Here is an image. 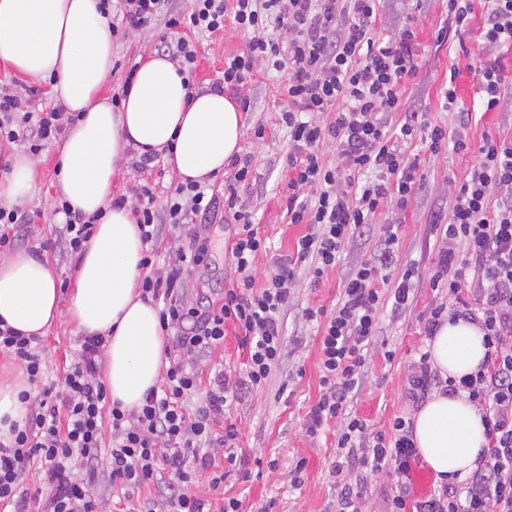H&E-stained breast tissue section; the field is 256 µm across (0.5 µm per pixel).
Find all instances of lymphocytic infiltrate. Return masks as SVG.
Here are the masks:
<instances>
[{
    "mask_svg": "<svg viewBox=\"0 0 512 512\" xmlns=\"http://www.w3.org/2000/svg\"><path fill=\"white\" fill-rule=\"evenodd\" d=\"M193 2L186 14L173 13L167 0H100L99 9L116 12L124 29L161 23L212 34L232 18L251 35L245 51L224 60L223 85L238 93L259 65L287 70L288 107L281 120L295 147L288 155V210L292 223L310 230L297 239L292 255L272 260L260 284L256 263L267 242L237 193L238 185L252 178L249 161L233 160L223 194L180 184L161 209L149 186L137 187V223L145 245L138 286L158 305L161 325L172 335L164 348L161 383L140 408L121 411L111 403L102 375L104 339L87 336L66 370L64 395H54L43 382L47 366L36 338L0 323V352L23 365L30 383L42 386L36 393L19 392L20 417L11 425L10 442H0V512H29L26 480L35 468L45 487L42 512H102L94 486L103 473L120 488H156L172 512H212L209 501L193 491L194 478L208 471L212 485L223 483L224 473L214 470L220 457L233 471L246 466L238 429L226 415L245 395L264 391L284 360L285 309L300 278L319 286L380 208H408L423 175L399 141L420 139L434 154L448 143L458 151L468 148L467 112L452 129L416 115L397 130L387 122V114L402 107L406 84L416 73L417 43L409 27L386 39L371 37L380 0ZM483 4L484 57L474 72L484 106L492 111L502 101L494 56L502 47L512 48V0ZM273 26L284 30L287 40L270 36ZM325 112L334 113V120L321 122ZM76 119L59 107L31 111L21 95L0 90V143L20 142L36 155ZM327 145L336 151L332 166L322 160ZM368 171L374 180L354 185V177ZM449 191L452 206L437 220L440 244L430 276L432 288L446 289L449 301L430 309L424 333L435 336L445 318L462 319L481 327L487 352L476 374L458 380L442 379L429 353H420L409 394L417 402L437 389L466 397L482 413L488 446L468 477L438 485L427 498H412L410 485L401 483L390 512H512V140L485 138L477 163ZM219 217L236 227L230 250L234 277L223 302L205 307L185 295L189 273L208 253L193 227ZM398 241L393 229H386L384 251L347 279L335 307L304 312L319 333L322 386L306 431L313 435L339 420V473L378 474L394 466L406 474L418 455L412 424L404 417L394 418L390 432L373 433L364 420L346 413L368 348L379 337L381 310L402 313L410 300L418 269L410 263L396 271ZM230 325L247 354L244 370L203 375L202 357L223 344ZM203 386L205 400L190 406Z\"/></svg>",
    "mask_w": 512,
    "mask_h": 512,
    "instance_id": "1",
    "label": "lymphocytic infiltrate"
}]
</instances>
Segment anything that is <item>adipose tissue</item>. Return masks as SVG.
<instances>
[{"label": "adipose tissue", "mask_w": 512, "mask_h": 512, "mask_svg": "<svg viewBox=\"0 0 512 512\" xmlns=\"http://www.w3.org/2000/svg\"><path fill=\"white\" fill-rule=\"evenodd\" d=\"M98 0H0V61L31 80L55 78L64 111L79 113L58 156L59 190L72 211L97 216L80 255L69 309L87 336L105 340L104 380L112 402L140 407L161 378L164 332L158 310L136 289L144 246L130 205L112 204V181L128 154L166 157L182 182L207 181L239 150L242 114L216 90L189 93L169 58L150 54L120 103H113L110 19ZM60 289L47 262L26 252L0 257V320L44 335L59 314ZM442 377L475 374L482 331L444 321L429 342ZM413 440L440 481H458L486 448V425L464 396L436 393L414 416Z\"/></svg>", "instance_id": "1"}]
</instances>
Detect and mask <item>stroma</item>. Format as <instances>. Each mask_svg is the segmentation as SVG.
Segmentation results:
<instances>
[{"label":"stroma","instance_id":"stroma-1","mask_svg":"<svg viewBox=\"0 0 512 512\" xmlns=\"http://www.w3.org/2000/svg\"><path fill=\"white\" fill-rule=\"evenodd\" d=\"M417 32V72L404 93L405 109L393 113L392 126H401L407 113L423 112L428 119L444 127L454 126L458 113L472 115L468 130L469 148L459 152L452 148L431 154L420 141L401 143L408 156L417 158L424 180L416 190L409 208L402 214L397 228L399 263H412L419 275L413 283L411 302L399 315L390 308L380 313L381 333L378 343L368 352L360 388L347 411L365 419L374 430L389 429L394 416L412 417L418 406L407 396L411 368L421 352L428 349L421 320L436 303L445 301V292L432 289L429 277L437 262L439 246L433 221L451 206L448 188L462 181L477 161L484 137L512 138V50L501 53L504 99L501 106L486 111L479 94L478 79L472 69L481 51L480 31L484 23L481 5H474L469 30L457 33L449 29L448 0H381L373 36L396 34L406 23ZM175 40L192 38L197 48L194 73L196 88L212 89L224 75V59L244 49L249 36L233 24L212 36L192 35L188 30L162 28L132 30L114 41V70L111 87L120 90L132 66L137 65L145 50L154 49L160 35ZM284 72L267 66L258 67L249 86L248 110L243 113L241 157L251 160L253 175L239 185L238 194L252 211L268 239V253L256 264V280L264 282L271 258L288 255L296 239L308 231L307 225L291 223L287 192L288 153L291 143L288 129L281 121L286 100L281 93L286 83ZM454 85L457 101L447 109L442 91ZM26 96L33 111L56 104L54 86L49 80L30 82L0 62V89ZM262 137H255V129ZM61 145L53 140L39 156L32 189L23 204L36 211L23 251L45 259L60 283V313L40 339L47 360V379L56 389H63L65 368L76 357L82 337L69 315L74 288L77 256L63 252L59 244L60 220L56 206L59 199L56 159ZM180 178L167 161H159L150 170L125 166L113 180L114 195H122L139 183H146L154 193L155 207H164ZM391 211L382 209L361 237L355 239L340 257L336 268L318 287L300 280L288 302L284 331L292 352L272 373L264 392L248 395L233 406L230 415L240 435L239 446L250 460L248 478H225L219 488H211L210 476L198 474L197 493L220 508L224 498L242 500L245 512H336L337 423H329L316 435H308L305 422L317 403L320 384L319 335L315 324L305 321L302 312L308 307L333 308L347 278L362 262L380 255L384 248V226L392 221ZM211 243L209 264L196 268L188 279L192 299L202 302L221 297L233 271L229 261V244L235 232L230 224H208L198 228ZM403 478L396 470L380 474H359L366 492L362 512H389L390 502Z\"/></svg>","mask_w":512,"mask_h":512}]
</instances>
